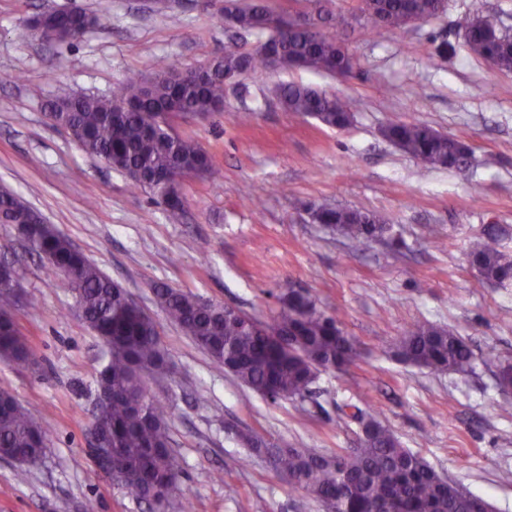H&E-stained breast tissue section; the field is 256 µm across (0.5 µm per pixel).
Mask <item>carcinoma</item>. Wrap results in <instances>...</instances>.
I'll list each match as a JSON object with an SVG mask.
<instances>
[{
  "label": "carcinoma",
  "mask_w": 512,
  "mask_h": 512,
  "mask_svg": "<svg viewBox=\"0 0 512 512\" xmlns=\"http://www.w3.org/2000/svg\"><path fill=\"white\" fill-rule=\"evenodd\" d=\"M236 27L267 34L249 54L227 51L211 59L213 72L204 80L176 79L181 71L167 58L156 61L147 79L128 73L108 96L76 94L52 103L49 117L66 128L82 151L100 159L118 160L133 184L178 219L184 211L178 177L189 175L216 182L223 177L213 155L198 142L175 133L170 115L194 112L215 115L224 108V74H242L267 66L305 68L333 77L352 73L351 54L334 35L316 36L291 19L276 15L248 0H224ZM374 24L401 30L412 17L436 18L442 0H370ZM102 18L75 8L41 32L34 24L22 29L26 39L36 33L62 43L74 26L95 27ZM469 53L499 69H512V37L488 18L471 21L465 34ZM284 107L309 116L329 128H344L352 119L346 100L310 85L291 83L279 88ZM385 137L422 164L466 170L472 151L464 143L419 123L392 122ZM317 223L354 244H368L390 236L391 226L355 209L319 205ZM0 222L27 224L26 241L56 273L72 276L70 288L87 326L107 347L96 386L112 392L108 412L112 458L118 471L112 480L136 499L152 503L162 490L177 491L180 469L172 453L167 406L142 400L145 380L169 373V361L154 320L131 304L128 293L78 250L53 225L9 191H0ZM469 262L477 277L498 287L512 285V255L502 251L496 228L489 225L470 250ZM14 268H0V361L25 363L33 359L29 341L14 319ZM155 294L167 317L210 358L213 365L233 374L262 396L305 400L322 372L342 371L361 353L339 326L336 317L320 310L309 297L293 292L282 299L280 311L263 323L195 295L156 286ZM395 354L404 362L436 372H467L472 353L455 333L422 322L399 339ZM367 426L359 446L330 454L302 444L278 445L262 437L231 430L249 455L263 457L275 473L295 489L319 502L329 501L334 512H489L483 498L465 495L445 480L420 455L404 447L375 416L364 412ZM49 433L8 391H0V458L22 466L38 463L48 446Z\"/></svg>",
  "instance_id": "obj_1"
}]
</instances>
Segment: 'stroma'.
<instances>
[{"mask_svg":"<svg viewBox=\"0 0 512 512\" xmlns=\"http://www.w3.org/2000/svg\"><path fill=\"white\" fill-rule=\"evenodd\" d=\"M148 0H0V187L65 234L155 320L172 371L149 388L170 408L180 475L166 512H324L247 451L226 424L321 452L359 444L345 405L374 408L404 447L444 478L512 512V392L490 354L512 359V288L481 282L468 250L487 225L512 253V70L465 47L480 15L512 33V0H447L438 18L405 30L367 26L362 0H265L284 17L328 12L357 65L337 79L303 69H257L226 87L224 110L174 119L223 170L220 182L188 179L185 210L165 208L121 172L85 154L48 117L51 101L107 94L127 72L150 73L164 56L179 67L231 49L252 52L260 34L229 27L208 0H176L168 17ZM79 6L101 26L64 43L20 39L44 8ZM297 82L346 99L350 126L328 128L284 111L279 86ZM248 113L246 122L238 114ZM391 121L417 122L469 145L459 173L431 169L387 141ZM370 212L401 243L352 247L313 223L310 203ZM19 273L15 321L35 365L0 362L12 392L49 431L44 458L25 469L0 459V512H149L94 463L87 435L105 345L84 323L64 277L49 275L14 225L0 224V260ZM236 306L271 322L288 290L336 315L362 352L343 372L320 374L311 400L269 401L216 369L171 323L151 286ZM430 322L464 337L468 374L404 363L391 349L405 329Z\"/></svg>","mask_w":512,"mask_h":512,"instance_id":"obj_1","label":"stroma"}]
</instances>
